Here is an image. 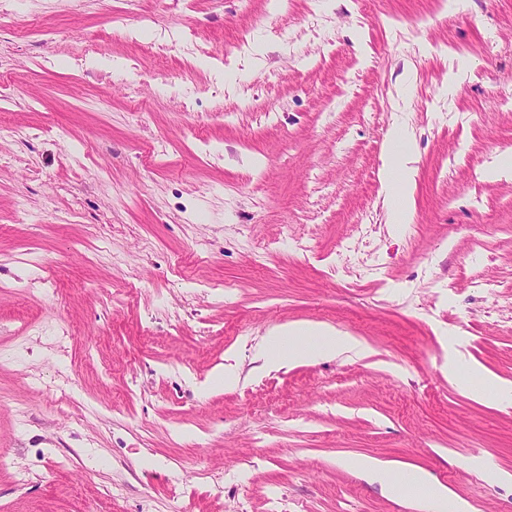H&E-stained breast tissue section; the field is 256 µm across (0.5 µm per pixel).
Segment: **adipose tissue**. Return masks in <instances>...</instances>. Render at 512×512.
<instances>
[{"mask_svg": "<svg viewBox=\"0 0 512 512\" xmlns=\"http://www.w3.org/2000/svg\"><path fill=\"white\" fill-rule=\"evenodd\" d=\"M390 143L397 152L396 161L386 171L390 201V221L408 224L412 209L408 190L415 174L416 157L410 136L402 127H395ZM359 342L351 336L317 325H291L274 328L265 340L262 357L265 364L276 365L284 360L300 362L316 360L359 351ZM352 467L362 470L382 490L396 498H406L420 504L424 512H472L468 502L450 497L447 487L423 473L399 477L383 461L377 459L352 460Z\"/></svg>", "mask_w": 512, "mask_h": 512, "instance_id": "obj_1", "label": "adipose tissue"}]
</instances>
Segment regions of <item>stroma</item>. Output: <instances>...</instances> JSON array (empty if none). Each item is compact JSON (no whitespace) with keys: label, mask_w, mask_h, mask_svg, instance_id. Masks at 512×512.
I'll return each instance as SVG.
<instances>
[{"label":"stroma","mask_w":512,"mask_h":512,"mask_svg":"<svg viewBox=\"0 0 512 512\" xmlns=\"http://www.w3.org/2000/svg\"><path fill=\"white\" fill-rule=\"evenodd\" d=\"M447 2L0 0V512H512V0ZM390 143L396 150V161L386 171L388 196L390 201V223L409 224L412 222V209L408 190L413 182L416 168V157L413 152L410 136L402 127L395 126ZM360 343L352 336L317 325H288L276 327L266 337L262 358L267 365L306 359L317 360L357 352ZM351 467L362 470L382 490L395 498H406L422 505L427 512H471L468 502L452 498L447 487L433 481L423 473H412L401 478L383 461L378 459H352Z\"/></svg>","instance_id":"obj_1"}]
</instances>
